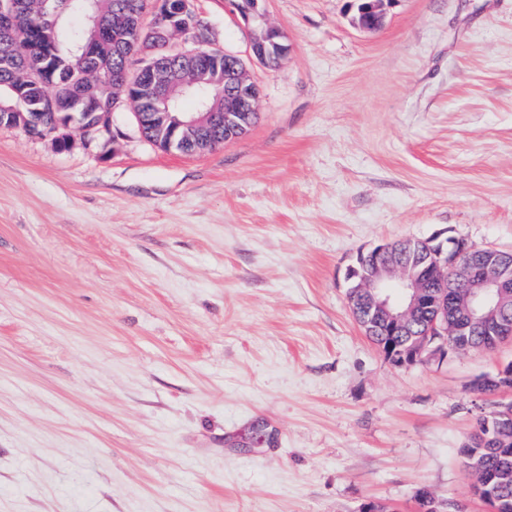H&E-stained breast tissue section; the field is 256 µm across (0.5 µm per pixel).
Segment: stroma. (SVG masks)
<instances>
[{"label":"stroma","instance_id":"obj_1","mask_svg":"<svg viewBox=\"0 0 512 512\" xmlns=\"http://www.w3.org/2000/svg\"><path fill=\"white\" fill-rule=\"evenodd\" d=\"M265 0L287 33L262 95L203 155L139 135L0 126V512H437L512 341L397 365L361 332L358 251L464 238L512 252V0Z\"/></svg>","mask_w":512,"mask_h":512}]
</instances>
